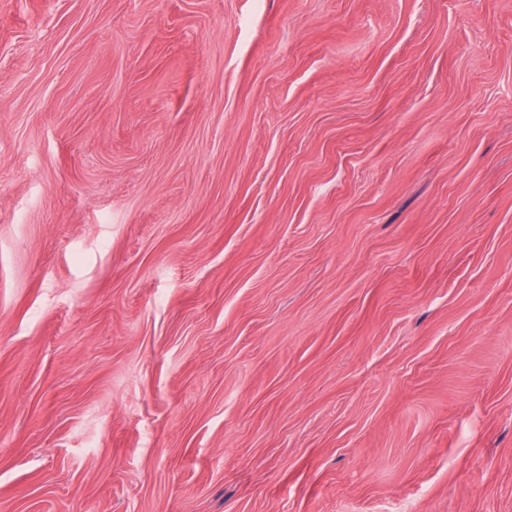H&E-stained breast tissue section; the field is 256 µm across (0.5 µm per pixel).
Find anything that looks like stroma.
Listing matches in <instances>:
<instances>
[{
    "label": "stroma",
    "mask_w": 512,
    "mask_h": 512,
    "mask_svg": "<svg viewBox=\"0 0 512 512\" xmlns=\"http://www.w3.org/2000/svg\"><path fill=\"white\" fill-rule=\"evenodd\" d=\"M0 512H512V0H0Z\"/></svg>",
    "instance_id": "stroma-1"
}]
</instances>
